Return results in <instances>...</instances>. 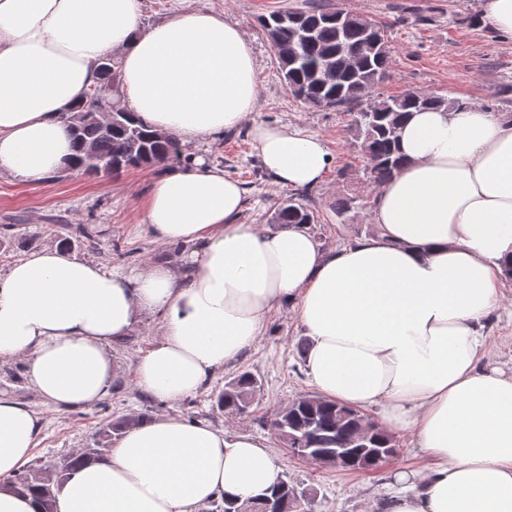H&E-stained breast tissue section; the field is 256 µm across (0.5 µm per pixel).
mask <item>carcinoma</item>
<instances>
[{"instance_id": "obj_1", "label": "carcinoma", "mask_w": 512, "mask_h": 512, "mask_svg": "<svg viewBox=\"0 0 512 512\" xmlns=\"http://www.w3.org/2000/svg\"><path fill=\"white\" fill-rule=\"evenodd\" d=\"M259 23L275 50L290 93L308 106L347 112L352 145L364 157V176L376 185L390 179L405 163L398 129L411 110L465 105L410 89L386 97L375 94L393 77L392 47L384 28L363 15L325 9L309 0L302 8L263 16ZM95 71L96 80L81 101L62 113L73 136L72 169L88 175H119L179 158L180 146L173 136L154 129L122 104L119 65L113 55H102ZM358 201L352 189L336 197L332 210L340 223L350 219ZM272 222L311 227L318 220L308 203L290 196L279 204ZM261 388L255 374L240 373L218 395L217 407L247 416ZM267 425L289 448H343L356 465L371 470L378 468L379 453L397 451L393 436L368 417L317 395L300 396L277 409ZM100 457L101 452L88 449L62 459L50 475L37 470L20 472L11 486L35 494L43 512H52L55 489L66 475ZM296 497L305 500L306 489L282 478L241 504L217 498L213 512H292Z\"/></svg>"}]
</instances>
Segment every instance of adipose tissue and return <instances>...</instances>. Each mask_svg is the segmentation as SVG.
I'll list each match as a JSON object with an SVG mask.
<instances>
[{"instance_id": "ef3b65f1", "label": "adipose tissue", "mask_w": 512, "mask_h": 512, "mask_svg": "<svg viewBox=\"0 0 512 512\" xmlns=\"http://www.w3.org/2000/svg\"><path fill=\"white\" fill-rule=\"evenodd\" d=\"M140 14L141 0H0V174L42 185L71 164L61 114L113 51L123 101L147 124L183 144L246 126L276 185L322 182L333 158L321 137L256 122L258 64L237 23L194 10L144 30ZM400 143L406 163L374 193L379 235L330 255L305 225L241 223L245 191L222 168L168 170L143 208L178 258L126 272L60 244L29 253L0 278V361L26 357L53 408H88L119 371L112 343L159 311L135 384L176 405L254 348L287 304L309 338L310 385L377 414L429 460L394 472L382 512H512V374L480 366L512 266V122L479 107L415 111ZM40 429L0 395V512H42L10 486ZM279 477L263 440L171 414L114 437L109 456L69 476L53 512H206Z\"/></svg>"}]
</instances>
